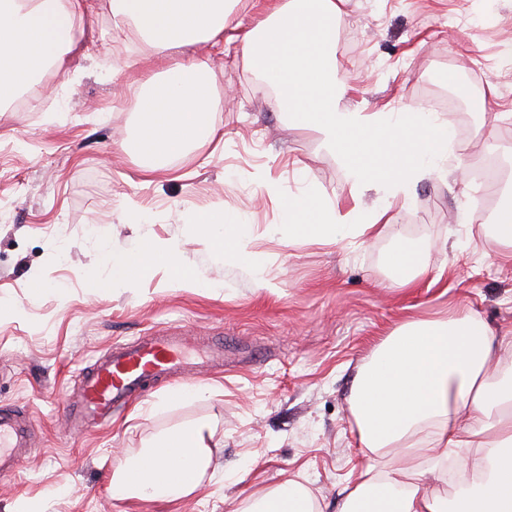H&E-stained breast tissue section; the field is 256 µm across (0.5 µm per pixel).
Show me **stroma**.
Returning <instances> with one entry per match:
<instances>
[{"instance_id":"stroma-1","label":"stroma","mask_w":512,"mask_h":512,"mask_svg":"<svg viewBox=\"0 0 512 512\" xmlns=\"http://www.w3.org/2000/svg\"><path fill=\"white\" fill-rule=\"evenodd\" d=\"M340 9L341 108L436 113L454 132L449 166L470 168L492 150L512 166V0H342ZM84 25L86 58L55 79L64 92L0 110V408L29 417L33 433L0 478V512L33 501L46 512H240L250 495L289 479L322 512H337L352 466L364 461L352 381L377 344L407 318L446 312L512 328V259L480 211V184L427 179L393 203L383 234L362 242L274 232L288 193L322 188L345 209L372 207L377 195L352 199L335 150L314 128H289L231 36L193 51L215 73L209 122L223 139L144 173L136 103L163 64L108 8ZM452 73L495 90V110L441 107ZM242 210L261 286L192 226L198 214ZM145 232L180 240L205 287L178 285L163 267L134 288L94 287L106 246L136 252ZM404 238L427 265L411 289L393 287L387 263ZM159 330L223 339V366L192 380L198 396L171 403L169 390L183 384L175 378L111 422L72 427L66 407L79 373ZM198 421L215 446L193 492L173 504L112 497L116 469Z\"/></svg>"}]
</instances>
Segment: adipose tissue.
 Returning <instances> with one entry per match:
<instances>
[{"mask_svg":"<svg viewBox=\"0 0 512 512\" xmlns=\"http://www.w3.org/2000/svg\"><path fill=\"white\" fill-rule=\"evenodd\" d=\"M239 0H108L114 20L132 25L164 61L161 82L138 103L136 152L146 170L216 135L214 73L206 61L172 57V49L221 35ZM92 0H0V103L11 101L43 69L65 70L84 58L77 18ZM336 0H278L242 38L243 60L276 93L292 127H313L344 162L352 196L376 191L370 210H342L322 189L288 194L283 227L289 235L342 242L380 235L393 199L409 197L428 178L447 179L443 162L453 142L433 113L361 112L340 108L336 90ZM203 241L225 262H244L250 226L242 214L216 221L197 216ZM393 282L412 288L426 270L408 241L389 256ZM103 288H128L154 267L177 282L196 283L178 241L143 237L135 254L112 247ZM351 410L358 446L370 466L342 493L341 512H512V329L493 334L470 313L413 318L399 325L358 368ZM212 433L203 423L181 427L129 459L112 476L119 498L174 501L196 486L211 462ZM475 474L458 486L452 506L427 495L424 484L448 477L449 454ZM244 512H320L296 480L254 496Z\"/></svg>","mask_w":512,"mask_h":512,"instance_id":"obj_1","label":"adipose tissue"}]
</instances>
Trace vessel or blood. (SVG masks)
<instances>
[{
    "label": "vessel or blood",
    "instance_id": "b4317fda",
    "mask_svg": "<svg viewBox=\"0 0 512 512\" xmlns=\"http://www.w3.org/2000/svg\"><path fill=\"white\" fill-rule=\"evenodd\" d=\"M223 361L222 350L197 354L188 339L165 335L108 351L91 370L79 373L80 394L70 404L68 415L75 424L97 423L111 417L113 409L125 406L174 375H192ZM27 438L28 429L21 415L0 409V476L13 470Z\"/></svg>",
    "mask_w": 512,
    "mask_h": 512
}]
</instances>
